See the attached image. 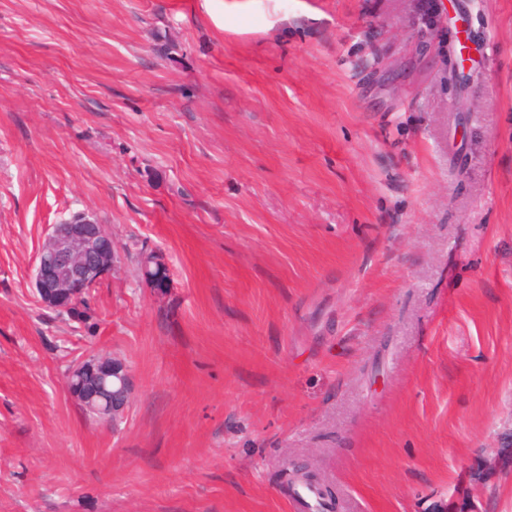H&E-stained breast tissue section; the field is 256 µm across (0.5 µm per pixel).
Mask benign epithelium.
Returning <instances> with one entry per match:
<instances>
[{"label":"benign epithelium","instance_id":"obj_1","mask_svg":"<svg viewBox=\"0 0 512 512\" xmlns=\"http://www.w3.org/2000/svg\"><path fill=\"white\" fill-rule=\"evenodd\" d=\"M116 251L112 235L91 215L78 212L50 227L34 268L36 293L44 307L74 317L81 300L112 270ZM144 274L155 287L169 280L164 262L154 254L143 257ZM69 392L80 407L92 414L109 415L117 424L132 392V374L121 359L103 371L97 357L69 368Z\"/></svg>","mask_w":512,"mask_h":512}]
</instances>
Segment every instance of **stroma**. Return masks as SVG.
I'll use <instances>...</instances> for the list:
<instances>
[{"label": "stroma", "mask_w": 512, "mask_h": 512, "mask_svg": "<svg viewBox=\"0 0 512 512\" xmlns=\"http://www.w3.org/2000/svg\"><path fill=\"white\" fill-rule=\"evenodd\" d=\"M436 6L0 0V512H512V0ZM78 211L92 331L34 286ZM144 274L149 282L156 288L165 287L169 280L168 269L164 262L154 254H146L143 257ZM153 265V267H151ZM159 286V287H158ZM104 368L96 356L89 357L69 368V392L80 407L96 415L112 416L115 426L120 421L128 406L132 392V374L129 366L121 359L112 360L109 371ZM94 381L87 382V376ZM76 378L75 381L71 379ZM112 378V395L108 389V379Z\"/></svg>", "instance_id": "1"}]
</instances>
